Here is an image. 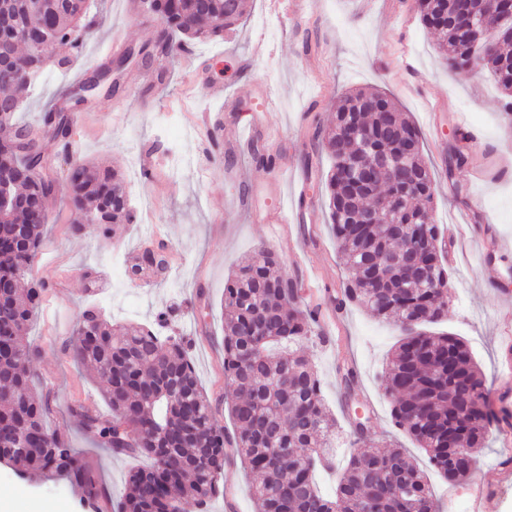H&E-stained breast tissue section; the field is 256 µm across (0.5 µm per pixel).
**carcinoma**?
<instances>
[{
	"label": "carcinoma",
	"mask_w": 512,
	"mask_h": 512,
	"mask_svg": "<svg viewBox=\"0 0 512 512\" xmlns=\"http://www.w3.org/2000/svg\"><path fill=\"white\" fill-rule=\"evenodd\" d=\"M421 24L437 36L446 66L460 69L476 47L458 36L450 22L456 0H417ZM149 8L165 21L154 47L166 54L190 51L196 39L218 41L242 18L245 0H152ZM88 0H0V64L18 77L0 80V92L28 85L43 65L36 63L33 41L50 30L58 44L82 46L80 24ZM483 68L504 95L503 116L512 128V28L492 36ZM0 116V184L9 187L8 208L0 213V282L18 283L30 271L43 235L45 218L31 207L63 190L73 210L97 220L106 235L111 224H132L135 209L115 172L73 162L63 182L43 176L39 139ZM72 115L62 108L45 117L44 132L68 138ZM356 124L371 133L368 143L349 139L344 128ZM331 165L324 183L329 221L336 243L353 271L344 290L346 302L358 304L382 320H394L402 338L387 369L386 394L391 419L428 455L450 481L467 479L485 446L490 420L481 411L485 382L468 345L451 333H435L448 312V270L441 259L443 231L421 224L433 211L434 174L421 155L422 133L376 89L347 93L336 108L333 126L318 131ZM417 170L408 182L378 178L366 195L347 172L368 149L396 153ZM473 161L468 146L456 149L446 175ZM399 203V221L420 236L415 255L425 280L389 259L407 247V237L384 224H362L367 206L386 212ZM281 256L260 249L243 260L224 285V374L234 430L228 434L215 417L216 406L202 390L182 338L161 336L170 313H157V328L124 329L88 310L74 329L73 359L105 383L112 414L104 418L82 405L71 414L94 431L115 454L143 456L147 463L128 472L124 494L108 502L111 512H202L201 505L220 492L228 452L259 474L253 487L255 512H439L427 479L402 450L380 452L375 446L349 452L332 498L320 495L315 473L332 468L324 453L336 434L322 398V380L295 345L317 325L318 310L298 301L297 284L282 281ZM44 284L0 292V333L7 347L0 353V450L3 463L21 474L64 478L93 512L102 491L84 457L44 418L49 396L33 387L36 350L23 342L40 303ZM410 326H404V322Z\"/></svg>",
	"instance_id": "cac0c4a2"
}]
</instances>
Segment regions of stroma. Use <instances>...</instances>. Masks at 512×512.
Returning a JSON list of instances; mask_svg holds the SVG:
<instances>
[{
    "mask_svg": "<svg viewBox=\"0 0 512 512\" xmlns=\"http://www.w3.org/2000/svg\"><path fill=\"white\" fill-rule=\"evenodd\" d=\"M411 2L299 0L301 18L291 25L271 0H250L248 15L224 40L195 46L192 56L204 63L205 80L194 81L190 56L159 54L150 62L132 63L112 74L111 89H100L77 107L71 134L62 143L43 135V118L64 101L76 71L92 64L106 68L119 58L109 49L112 40L127 50L152 40L161 27L158 16L134 9L131 0H92L91 11L103 16L104 24L87 34L81 51L55 49L46 72L17 94L19 120L41 133L43 175L63 179L72 160L120 168L136 210V223L102 235L78 224L65 193L55 192L46 202L43 242L29 272L46 284L28 333L37 351L36 388L51 399L46 424L92 464L106 496L124 492L126 476L138 462L103 448L97 434L70 412L79 404L108 411L101 382L69 354L76 322L91 307L107 320L134 325L150 324L159 310H170L169 335L184 339L200 384L220 406L219 423L231 427L223 407L231 391L222 364L224 285L245 257L277 246L276 225L252 222L241 200L248 194L256 207L272 205L267 184L275 169L308 173L309 197L296 203L289 226L293 234L307 229V248L285 254V266L294 280L312 272L320 287L343 289L349 270L330 232L321 190L330 162L315 132L332 123L337 99L352 90L384 91L420 130L437 121L439 139L422 140L423 158L437 181L435 222L443 227L457 223L459 209L477 200L509 244L490 256L478 255L470 238L459 246L442 324L468 344L488 394H495L500 336L512 328V176L500 179L496 173L512 167V129L502 120L501 92L491 75L448 69L433 34L411 13ZM259 35L267 52L249 71H241L238 61ZM256 84L267 85L273 94L265 116L266 126L278 133L267 147L274 157L270 166L232 147L239 122L257 109L251 97ZM230 97L238 110L225 114L220 144L211 146L196 131L194 116L222 112ZM463 122L483 134L487 146L474 157L491 178L468 170L445 178L449 135ZM147 156L153 160L148 178L139 167ZM141 247L163 248L170 267L163 281L130 276L136 262L131 252ZM343 322V335L322 330L302 345L322 378L339 430L334 470L316 475L327 496L333 495L336 471L348 459V436L357 416L369 418L366 438L379 449L398 445L417 461L425 459L423 450L393 426L385 393L384 372L399 327L356 306L344 310ZM342 362L358 371L357 395H349L337 371ZM504 451L498 432H491L475 474L497 484L498 512H512V479L501 480L495 468ZM0 495L12 497L14 512H31L37 502L56 512H90L67 481L21 476L4 464Z\"/></svg>",
    "mask_w": 512,
    "mask_h": 512,
    "instance_id": "stroma-1",
    "label": "stroma"
}]
</instances>
